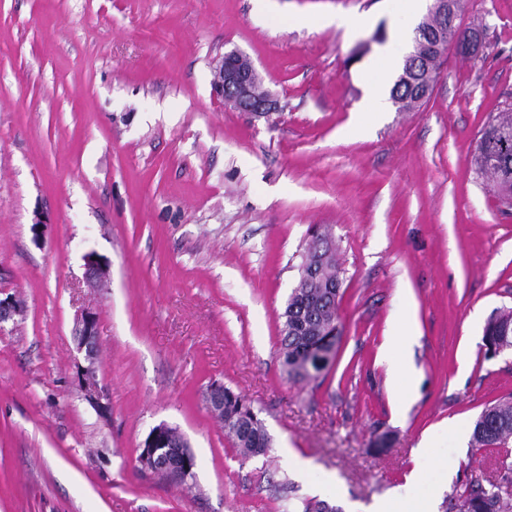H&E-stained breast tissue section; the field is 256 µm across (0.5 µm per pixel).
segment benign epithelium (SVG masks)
<instances>
[{"instance_id": "7a95c632", "label": "benign epithelium", "mask_w": 512, "mask_h": 512, "mask_svg": "<svg viewBox=\"0 0 512 512\" xmlns=\"http://www.w3.org/2000/svg\"><path fill=\"white\" fill-rule=\"evenodd\" d=\"M464 9V0H432L425 21L432 24L430 28L420 31L422 37L413 43L407 56V65L399 76L398 82L413 92L418 101L425 100L432 91L433 73L428 66L427 48H436L445 42L455 47L476 54L481 43L478 36L466 31L448 36L450 23L456 21ZM211 85L214 93L225 103L239 112L267 114L278 111V101L262 90V77L254 63L240 50L232 49L224 53L213 69ZM108 273V262L91 251L84 256V282L89 288L99 287ZM77 351L84 354L87 365L81 368L85 396L94 402L100 399L94 359L99 349L97 319L92 308L80 311L76 324ZM168 425L155 426L147 436L142 452V466L154 470L156 460L169 458L172 467L184 476L193 473L196 462L184 439L169 440L166 436Z\"/></svg>"}]
</instances>
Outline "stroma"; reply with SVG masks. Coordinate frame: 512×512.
Returning a JSON list of instances; mask_svg holds the SVG:
<instances>
[{
  "label": "stroma",
  "mask_w": 512,
  "mask_h": 512,
  "mask_svg": "<svg viewBox=\"0 0 512 512\" xmlns=\"http://www.w3.org/2000/svg\"><path fill=\"white\" fill-rule=\"evenodd\" d=\"M402 24L388 0H0V294L24 306L0 325V512H367L409 479L445 512L497 479L471 435L512 393V353L482 341L512 307V209L474 151L512 102V0H466L478 55L448 49L421 107L371 111L369 69ZM233 48L279 111L214 97ZM325 227L336 359L296 382L281 315ZM87 305L98 407L74 336ZM214 382L251 402L267 454L241 456ZM161 423L195 456L186 483L138 461ZM96 257V260H93ZM108 273V262L96 252L84 256V282L88 288H98Z\"/></svg>",
  "instance_id": "stroma-1"
}]
</instances>
